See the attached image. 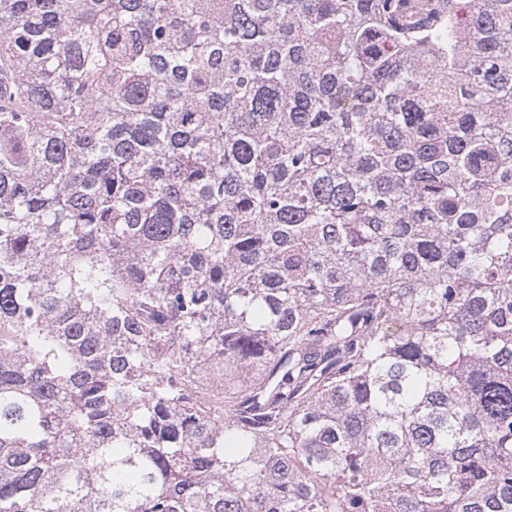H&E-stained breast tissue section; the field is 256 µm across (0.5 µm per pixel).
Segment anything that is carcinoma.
Returning a JSON list of instances; mask_svg holds the SVG:
<instances>
[{
    "instance_id": "cac0c4a2",
    "label": "carcinoma",
    "mask_w": 512,
    "mask_h": 512,
    "mask_svg": "<svg viewBox=\"0 0 512 512\" xmlns=\"http://www.w3.org/2000/svg\"><path fill=\"white\" fill-rule=\"evenodd\" d=\"M0 512H512V0H0Z\"/></svg>"
}]
</instances>
